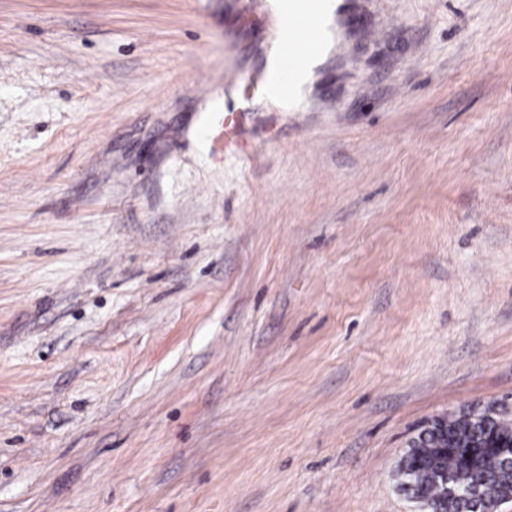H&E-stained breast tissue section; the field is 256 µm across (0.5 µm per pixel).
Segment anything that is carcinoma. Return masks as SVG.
<instances>
[{
	"label": "carcinoma",
	"mask_w": 512,
	"mask_h": 512,
	"mask_svg": "<svg viewBox=\"0 0 512 512\" xmlns=\"http://www.w3.org/2000/svg\"><path fill=\"white\" fill-rule=\"evenodd\" d=\"M482 432L479 419L470 413L448 416L447 434L428 435L423 447L401 461V493L423 503L427 512H432L442 501L444 484L465 490L477 477L484 497L488 500L496 497L500 491L501 460L487 451L469 465L456 452L475 442Z\"/></svg>",
	"instance_id": "carcinoma-1"
}]
</instances>
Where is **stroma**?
Listing matches in <instances>:
<instances>
[{
	"mask_svg": "<svg viewBox=\"0 0 512 512\" xmlns=\"http://www.w3.org/2000/svg\"><path fill=\"white\" fill-rule=\"evenodd\" d=\"M276 15L0 0V512H416L512 410V0H344L214 153ZM471 413L449 415L447 419V436L443 432L438 435L429 434L422 442L423 448H415L400 463L401 493L405 497L413 498V502H421L428 512L442 511L438 506L442 502L444 483L455 485L462 490L470 487L476 475L480 480L481 493L488 500H492L500 491L501 460L509 466L512 475V442L507 448L497 444L498 455L493 451H486L477 457L472 465H468L462 454L454 448H467L480 437L483 428L476 417ZM469 510L472 512H502L501 505L512 502V495L488 502L480 497L477 489H469L467 497ZM464 498H454L450 505H444L442 512H470ZM434 505V508L432 507Z\"/></svg>",
	"mask_w": 512,
	"mask_h": 512,
	"instance_id": "obj_1",
	"label": "stroma"
}]
</instances>
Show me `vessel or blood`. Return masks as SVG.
I'll return each mask as SVG.
<instances>
[{"label": "vessel or blood", "instance_id": "vessel-or-blood-1", "mask_svg": "<svg viewBox=\"0 0 512 512\" xmlns=\"http://www.w3.org/2000/svg\"><path fill=\"white\" fill-rule=\"evenodd\" d=\"M329 5L330 0H287L278 27L280 56L274 72L258 78L261 93L274 88L288 98L296 93L308 59L323 47Z\"/></svg>", "mask_w": 512, "mask_h": 512}]
</instances>
